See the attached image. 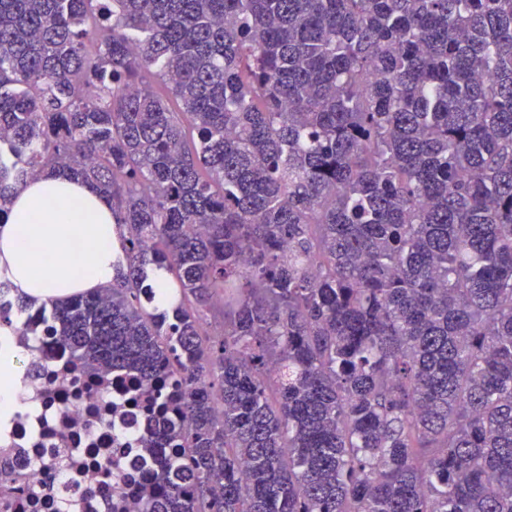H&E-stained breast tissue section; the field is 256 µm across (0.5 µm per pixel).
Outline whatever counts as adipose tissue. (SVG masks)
Segmentation results:
<instances>
[{
    "label": "adipose tissue",
    "mask_w": 512,
    "mask_h": 512,
    "mask_svg": "<svg viewBox=\"0 0 512 512\" xmlns=\"http://www.w3.org/2000/svg\"><path fill=\"white\" fill-rule=\"evenodd\" d=\"M112 208L76 179L49 174L26 183L0 218V268L28 298L47 302L112 279ZM22 367L0 351V425L23 408Z\"/></svg>",
    "instance_id": "adipose-tissue-1"
}]
</instances>
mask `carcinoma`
<instances>
[{
	"mask_svg": "<svg viewBox=\"0 0 512 512\" xmlns=\"http://www.w3.org/2000/svg\"><path fill=\"white\" fill-rule=\"evenodd\" d=\"M43 174L114 275L0 326L183 389L136 512H512V0H0V218Z\"/></svg>",
	"mask_w": 512,
	"mask_h": 512,
	"instance_id": "obj_1",
	"label": "carcinoma"
}]
</instances>
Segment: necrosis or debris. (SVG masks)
Wrapping results in <instances>:
<instances>
[{
    "instance_id": "4bbe7bcc",
    "label": "necrosis or debris",
    "mask_w": 512,
    "mask_h": 512,
    "mask_svg": "<svg viewBox=\"0 0 512 512\" xmlns=\"http://www.w3.org/2000/svg\"><path fill=\"white\" fill-rule=\"evenodd\" d=\"M36 412L0 435V463L23 474L27 493L0 495V512H135L143 487L139 439L153 409L134 399L124 374L73 370L53 337L16 336Z\"/></svg>"
}]
</instances>
